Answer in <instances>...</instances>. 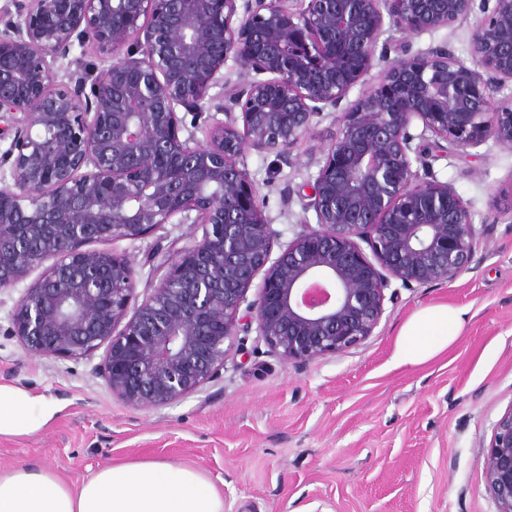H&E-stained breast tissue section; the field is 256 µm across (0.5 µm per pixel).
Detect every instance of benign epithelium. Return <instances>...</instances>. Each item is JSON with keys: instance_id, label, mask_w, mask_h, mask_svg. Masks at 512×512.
Wrapping results in <instances>:
<instances>
[{"instance_id": "benign-epithelium-1", "label": "benign epithelium", "mask_w": 512, "mask_h": 512, "mask_svg": "<svg viewBox=\"0 0 512 512\" xmlns=\"http://www.w3.org/2000/svg\"><path fill=\"white\" fill-rule=\"evenodd\" d=\"M464 23L467 61L392 37ZM0 25V120L14 130L0 154V289L49 262L11 334L43 357L107 345L106 384L124 403L182 400L224 369L241 331L289 362L345 352L373 335L392 283L468 268L471 203L431 161L512 148V0H11ZM88 44L119 59L99 74L63 65ZM207 99L226 120L193 145L177 108ZM326 112L336 130L306 204L317 227L279 245L243 154L289 160ZM174 220L205 233L138 303L133 264L88 245ZM481 457L496 512H512V407Z\"/></svg>"}]
</instances>
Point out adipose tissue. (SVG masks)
<instances>
[{
    "label": "adipose tissue",
    "instance_id": "1",
    "mask_svg": "<svg viewBox=\"0 0 512 512\" xmlns=\"http://www.w3.org/2000/svg\"><path fill=\"white\" fill-rule=\"evenodd\" d=\"M465 308L434 304L416 311L398 332L396 361L423 364L455 342ZM45 395L0 383V437L32 434L60 412ZM0 512H224V495L203 472L163 460L120 463L80 486L28 464L0 468Z\"/></svg>",
    "mask_w": 512,
    "mask_h": 512
}]
</instances>
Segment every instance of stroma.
Returning a JSON list of instances; mask_svg holds the SVG:
<instances>
[{
	"mask_svg": "<svg viewBox=\"0 0 512 512\" xmlns=\"http://www.w3.org/2000/svg\"><path fill=\"white\" fill-rule=\"evenodd\" d=\"M334 129L324 115L287 164L244 155L281 243L317 223L304 197ZM432 171L470 200L483 231L466 271L399 289L372 336L309 363L284 361L256 333L235 336L221 374L166 407L112 396L105 348L77 360L27 353L9 333L23 288L0 290V382L62 405L48 427L0 439V468L43 466L76 486L117 461L165 459L204 472L223 492L224 512H495L480 456L512 408V217L495 209L512 189V149L489 141L433 161ZM204 231L164 224L107 248L133 264L142 297ZM441 303L471 313L457 340L425 364L396 365L402 324Z\"/></svg>",
	"mask_w": 512,
	"mask_h": 512,
	"instance_id": "1",
	"label": "stroma"
}]
</instances>
